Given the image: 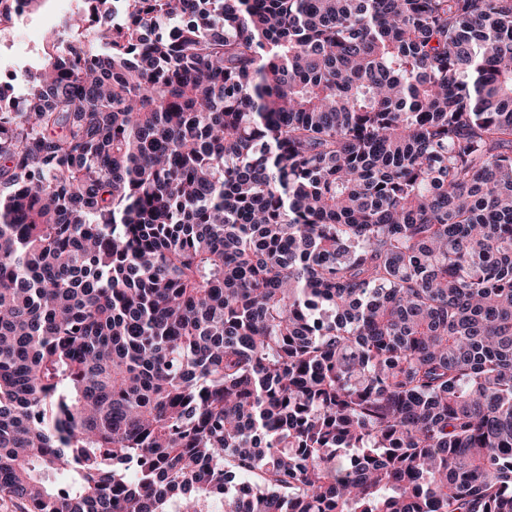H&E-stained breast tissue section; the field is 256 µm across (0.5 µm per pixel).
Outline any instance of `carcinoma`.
<instances>
[{"label":"carcinoma","instance_id":"cac0c4a2","mask_svg":"<svg viewBox=\"0 0 512 512\" xmlns=\"http://www.w3.org/2000/svg\"><path fill=\"white\" fill-rule=\"evenodd\" d=\"M114 2L0 111V498L512 512V0Z\"/></svg>","mask_w":512,"mask_h":512}]
</instances>
